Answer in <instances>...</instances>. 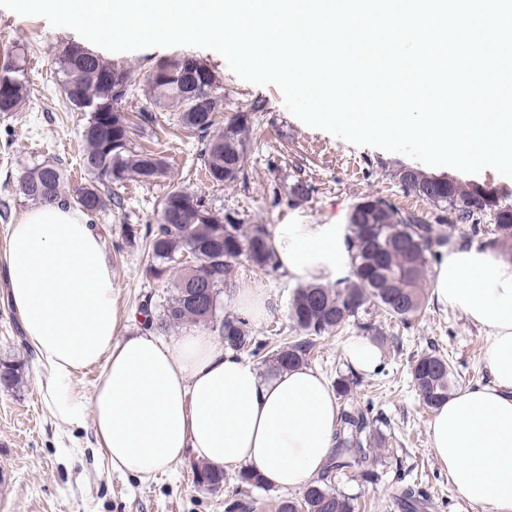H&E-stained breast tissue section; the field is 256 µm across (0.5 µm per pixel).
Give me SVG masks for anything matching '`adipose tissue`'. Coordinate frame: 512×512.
<instances>
[{"label":"adipose tissue","mask_w":512,"mask_h":512,"mask_svg":"<svg viewBox=\"0 0 512 512\" xmlns=\"http://www.w3.org/2000/svg\"><path fill=\"white\" fill-rule=\"evenodd\" d=\"M275 245L282 269L299 277L347 260L335 224L277 225ZM0 260L50 392L101 366L92 421L113 470L149 478L190 452L214 470L244 466L284 489L320 473L336 432L329 382L306 366L262 373L203 334L165 342L143 331L114 342L112 268L78 207L37 204L11 225ZM431 298L485 332L492 378L435 409L431 450L460 498L512 512V258L451 249L434 269Z\"/></svg>","instance_id":"obj_1"}]
</instances>
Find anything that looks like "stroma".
<instances>
[{"label":"stroma","mask_w":512,"mask_h":512,"mask_svg":"<svg viewBox=\"0 0 512 512\" xmlns=\"http://www.w3.org/2000/svg\"><path fill=\"white\" fill-rule=\"evenodd\" d=\"M82 42L74 31L51 27L44 18L0 9V55L25 53L30 90L22 111L0 113V250L6 245L10 224L32 206L17 191L18 180L28 168L44 161L57 163L67 176L70 192L88 181L79 167L80 131L86 117L66 105L57 64L64 47ZM180 52L213 70L224 96L225 115L250 112L253 139L245 163L247 180L216 185L198 173L200 147L177 127L173 112H156L152 128L134 136L135 146L162 153L168 163L166 177L153 184L128 186L121 193L122 206L107 205L88 218L112 266L116 339L141 330L145 317L160 319L175 292L172 283L148 275L151 257L137 236L155 223L157 204L171 190L191 193L213 211L237 213L242 224H265L272 229L287 222L345 225L352 207L366 196L388 199L405 210L430 212L429 204L403 192L392 176L393 169L408 164V157L354 146L306 125L285 108L277 86L244 81L209 49L103 51L105 60L131 72L134 87L121 104L124 112L134 116L144 106L140 88L150 67ZM256 101L263 108L254 113L250 107ZM298 181L310 186V194L288 203L289 188ZM232 281L233 289L222 296L225 312H236L237 289H263L266 313L250 319L252 335L270 342L288 335V303L299 278L243 262ZM372 320L385 335L400 339L399 344L382 346V373L365 374L362 386L353 392L355 401H373L388 421L389 440L373 451L384 478L372 485L342 477L337 489L359 496L367 505L365 512H397L392 505L396 490L401 483L415 481L431 496L430 512H487L485 507L458 501L447 471L430 449L433 414L421 405L409 375L411 362L435 344L453 361L461 386L488 383L483 332L461 312L430 301L408 329L378 312ZM22 334L0 280V361L23 366L16 386H0V462L9 469L5 481H0V512H224L225 499L244 496L258 501L257 512H276L278 500L301 497L298 489L289 493L272 485L262 490L239 483L232 470L220 489H200L193 483L196 458L190 453L167 472L147 480L112 470L98 447L90 413L100 368L86 369L73 378L68 400L77 406L78 414L61 420L45 388L48 370ZM357 334L350 327L320 340L311 368L334 381L337 372L348 369L344 346Z\"/></svg>","instance_id":"stroma-1"}]
</instances>
